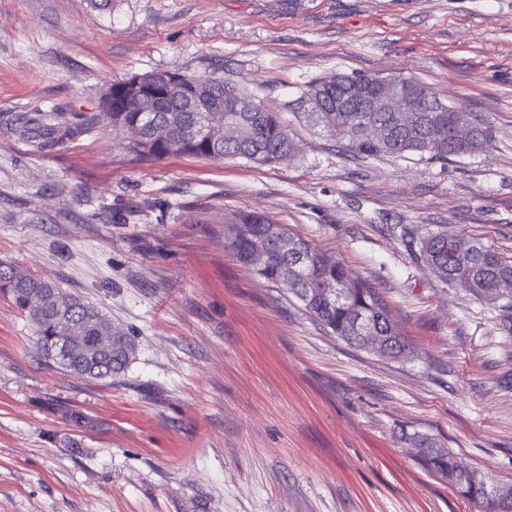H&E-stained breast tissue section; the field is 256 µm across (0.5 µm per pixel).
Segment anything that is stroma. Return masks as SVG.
<instances>
[{"mask_svg": "<svg viewBox=\"0 0 512 512\" xmlns=\"http://www.w3.org/2000/svg\"><path fill=\"white\" fill-rule=\"evenodd\" d=\"M174 68L249 89L297 157L137 153L105 89ZM337 73L415 78L492 139L447 161L355 156L294 105ZM39 111L86 130L37 148L10 124ZM239 210L372 282L410 356L345 342L240 265ZM437 231L512 257V0H0V262L137 346L120 376L68 374L0 295V512H477L417 444L512 486V333L423 265Z\"/></svg>", "mask_w": 512, "mask_h": 512, "instance_id": "1", "label": "stroma"}]
</instances>
